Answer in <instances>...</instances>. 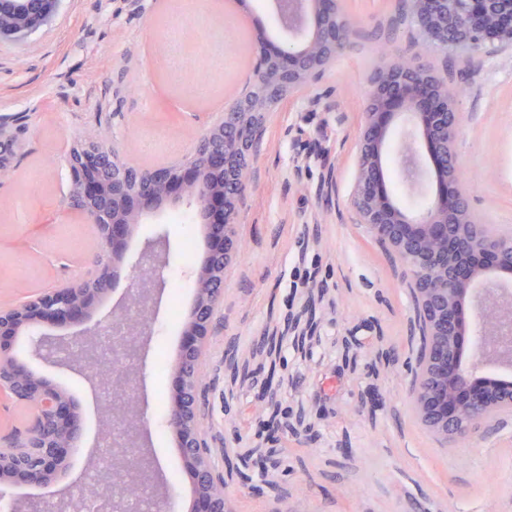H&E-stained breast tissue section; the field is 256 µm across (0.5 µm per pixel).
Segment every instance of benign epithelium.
<instances>
[{
	"label": "benign epithelium",
	"instance_id": "benign-epithelium-1",
	"mask_svg": "<svg viewBox=\"0 0 512 512\" xmlns=\"http://www.w3.org/2000/svg\"><path fill=\"white\" fill-rule=\"evenodd\" d=\"M59 0H0V14L19 18L17 26L0 27V38H24L52 16ZM423 46L481 48L487 42L512 45V0H408ZM278 14L297 44H275L258 34L250 91L224 112V123L212 127L178 167L149 171L134 204L128 168L117 151L97 141L78 144L70 153L71 183L66 209L94 225L99 251L96 262L80 278L46 288L8 307H0V405L20 406L29 418L9 433H0V496L7 512H69L85 490L83 478L68 483L56 474L82 443L81 413L64 389L32 369L39 364L85 377L91 393L109 385L120 416L99 413V434L108 435L115 419L125 427V447L113 456V483L98 494L113 512H121L129 488L121 477L160 489L161 470L142 443L143 412L135 389L138 366L114 370L103 366L101 332L111 326L118 341L113 355L136 359L155 322L167 280L169 244L158 234L143 242L129 274L128 294L103 320H92L98 304L112 293L116 265L121 262L136 225L163 205L185 203L194 208L206 230L205 259L197 268L194 297L181 333L179 357L168 392L167 425L176 439L179 459L193 489L191 512H231L224 478L217 473L203 445L199 411L201 359L213 332L215 309L224 288V269L239 255L235 223L240 200L250 187L254 160L253 131L271 98L292 97L323 72L349 46L354 30L342 19V0H278ZM414 119L413 138L403 159L410 163L415 144L430 155L436 190L424 216L414 218L387 187L383 158L394 120ZM463 122L457 99L428 66L402 54L390 55L374 71L359 127V156L352 204L362 223L388 244L404 270H416L415 290L432 342L423 368L413 380L411 395L421 422L435 433L460 441L494 413L512 410V385L489 386L475 378L486 364L512 366V291L477 286L489 274L512 272V240L487 238L475 222L467 189L459 177L453 142ZM21 149L16 128L0 120V182L15 172ZM478 309L477 336L462 307ZM27 336L25 357L13 353L18 337ZM471 342L469 363L460 345ZM36 486L45 496L22 494Z\"/></svg>",
	"mask_w": 512,
	"mask_h": 512
}]
</instances>
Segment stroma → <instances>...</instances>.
Listing matches in <instances>:
<instances>
[{
    "label": "stroma",
    "mask_w": 512,
    "mask_h": 512,
    "mask_svg": "<svg viewBox=\"0 0 512 512\" xmlns=\"http://www.w3.org/2000/svg\"><path fill=\"white\" fill-rule=\"evenodd\" d=\"M400 0H344L366 33L292 100L266 113L252 184L240 210L241 256L224 272V292L205 354L199 405L204 441L217 469L266 447L262 423L278 415L281 465L254 472L253 495L225 477L234 512H512V412L494 417L464 444L438 441L410 396L420 347L403 268L362 224L351 204L358 129L380 46L412 54L416 27L392 25ZM197 20L185 63L195 82L223 93L224 0H192ZM164 0H60L51 21L29 37L0 40V119H21L23 148L0 184V305L78 278L97 258L92 224L64 210L68 155L101 138L128 165L180 164L220 106L194 108L160 86L152 49L164 36ZM425 62L458 101L463 125L455 149L477 223L512 236V46L484 45L462 59L431 48ZM411 128L394 126L385 174L398 203L423 213L433 192L404 184L401 147ZM186 205L164 206L139 224L122 262L130 270L140 243L166 234L168 277L182 289L176 312L160 306L140 360L146 441L189 512L190 482L167 426L169 368L203 256L198 221L171 223ZM196 248L184 254L182 243ZM312 321L309 335L290 318ZM166 354V370L155 362ZM83 411L87 441L98 410L84 379L45 370Z\"/></svg>",
    "instance_id": "35a3bbf8"
}]
</instances>
